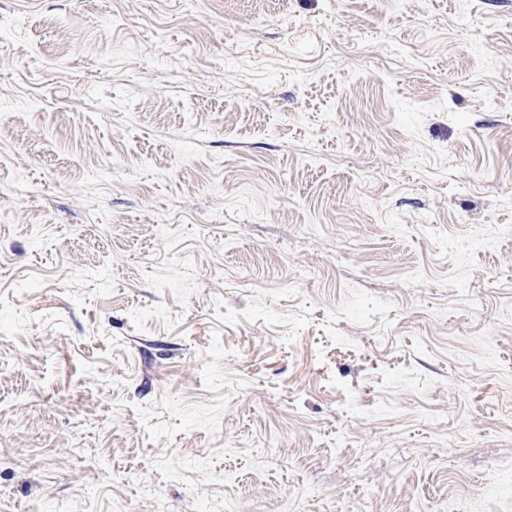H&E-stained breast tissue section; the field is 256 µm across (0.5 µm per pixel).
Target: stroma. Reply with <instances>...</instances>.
Instances as JSON below:
<instances>
[{"mask_svg": "<svg viewBox=\"0 0 512 512\" xmlns=\"http://www.w3.org/2000/svg\"><path fill=\"white\" fill-rule=\"evenodd\" d=\"M0 512H512V0H0Z\"/></svg>", "mask_w": 512, "mask_h": 512, "instance_id": "stroma-1", "label": "stroma"}]
</instances>
